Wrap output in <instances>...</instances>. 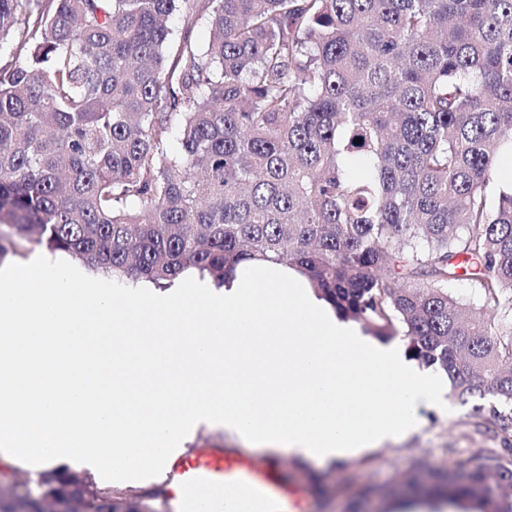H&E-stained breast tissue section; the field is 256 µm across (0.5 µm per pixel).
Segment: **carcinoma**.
Listing matches in <instances>:
<instances>
[{
    "instance_id": "cac0c4a2",
    "label": "carcinoma",
    "mask_w": 512,
    "mask_h": 512,
    "mask_svg": "<svg viewBox=\"0 0 512 512\" xmlns=\"http://www.w3.org/2000/svg\"><path fill=\"white\" fill-rule=\"evenodd\" d=\"M5 48L0 261L34 245L158 286L294 266L499 439L410 490L512 512V0H0ZM462 257L479 305L448 292ZM19 486L0 512H144L68 467Z\"/></svg>"
}]
</instances>
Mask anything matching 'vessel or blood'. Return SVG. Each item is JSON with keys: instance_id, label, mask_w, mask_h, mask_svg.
<instances>
[{"instance_id": "1", "label": "vessel or blood", "mask_w": 512, "mask_h": 512, "mask_svg": "<svg viewBox=\"0 0 512 512\" xmlns=\"http://www.w3.org/2000/svg\"><path fill=\"white\" fill-rule=\"evenodd\" d=\"M278 455L251 456L198 437L176 449L162 473L126 488L146 512H308L311 491Z\"/></svg>"}]
</instances>
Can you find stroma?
Listing matches in <instances>:
<instances>
[{
	"instance_id": "stroma-1",
	"label": "stroma",
	"mask_w": 512,
	"mask_h": 512,
	"mask_svg": "<svg viewBox=\"0 0 512 512\" xmlns=\"http://www.w3.org/2000/svg\"><path fill=\"white\" fill-rule=\"evenodd\" d=\"M449 407L446 414L426 412L418 430L363 457L323 466L292 462L295 479L319 484L309 512H394L393 492L415 465L455 470L472 449L491 447V440L474 433L468 407L454 401ZM367 485L377 489V496L362 497Z\"/></svg>"
}]
</instances>
